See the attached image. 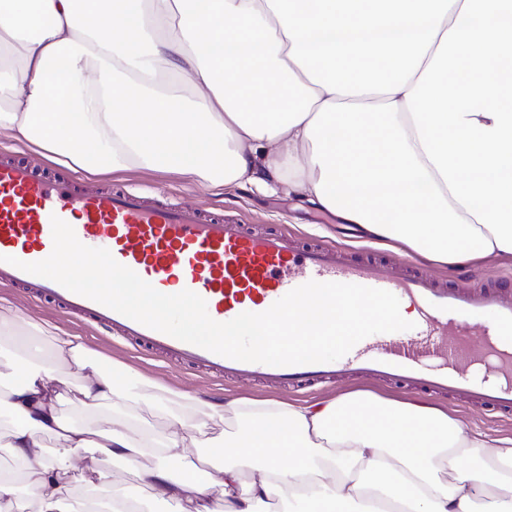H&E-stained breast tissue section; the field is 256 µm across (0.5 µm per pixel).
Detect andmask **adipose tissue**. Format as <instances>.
<instances>
[{"mask_svg": "<svg viewBox=\"0 0 512 512\" xmlns=\"http://www.w3.org/2000/svg\"><path fill=\"white\" fill-rule=\"evenodd\" d=\"M508 31L512 0H0V45L21 58L0 65V134L92 174L278 184L439 263L512 256ZM55 355L80 373L84 403L109 411L92 427L63 421L58 378L15 365L0 408L18 470L0 474V512H15L19 480L39 512H90L112 488L104 461L143 456L156 462L142 480L177 512H215L217 493L224 512L271 500L277 512H512V438L487 440L422 400H228L241 428L209 469L176 476L167 450L198 445L183 421L116 428L124 374L75 336ZM45 435L60 448L46 452ZM86 448L100 463L78 495Z\"/></svg>", "mask_w": 512, "mask_h": 512, "instance_id": "1", "label": "adipose tissue"}]
</instances>
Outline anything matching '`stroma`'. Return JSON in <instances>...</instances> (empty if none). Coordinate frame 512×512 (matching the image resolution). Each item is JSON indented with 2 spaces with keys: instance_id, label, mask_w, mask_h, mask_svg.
Segmentation results:
<instances>
[{
  "instance_id": "1",
  "label": "stroma",
  "mask_w": 512,
  "mask_h": 512,
  "mask_svg": "<svg viewBox=\"0 0 512 512\" xmlns=\"http://www.w3.org/2000/svg\"><path fill=\"white\" fill-rule=\"evenodd\" d=\"M97 181L102 185L116 183L153 191L160 199L219 212L244 224H277L298 235L318 233L333 243L354 248L379 244L369 237L358 238L350 225L340 223L336 216L310 206L284 190L265 193L252 185L242 184L218 194L202 181H189L169 173L141 169L101 174ZM379 245L396 259L409 254L408 249L395 242L386 241ZM418 264L423 274L446 279L449 284L462 288L498 287L503 276H512V256L464 269L423 258ZM0 316L17 323L14 333L0 334V375L10 374L13 365L22 360H46L57 375L70 376V366L54 359L55 338L59 335L80 337L103 370L114 368L126 374L128 384L135 392L128 408L137 424L146 428L164 429L171 416L178 415L186 425L200 427L202 439L218 441L240 427V419L233 416L221 414L211 418L201 410L185 407L181 399L185 392L203 402L221 403L237 398L284 402L297 399L296 394L278 392L247 381L219 384L183 372L145 357L122 341L110 338L100 328L67 317L13 287L0 286ZM441 405L487 437L512 436V418H494L477 404L462 399L447 398Z\"/></svg>"
}]
</instances>
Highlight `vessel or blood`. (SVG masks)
Wrapping results in <instances>:
<instances>
[{
    "label": "vessel or blood",
    "mask_w": 512,
    "mask_h": 512,
    "mask_svg": "<svg viewBox=\"0 0 512 512\" xmlns=\"http://www.w3.org/2000/svg\"><path fill=\"white\" fill-rule=\"evenodd\" d=\"M86 246L114 259L164 294L188 289L227 322L260 313L308 281L387 290L415 311L414 329L371 335L334 362L271 366L232 360L146 327L53 280L7 264L32 263L53 249L52 217ZM0 281L115 335L139 351L210 379H251L305 391L362 374L431 396L472 397L512 414V294L464 290L427 277L407 260L356 255L271 225L257 230L197 207L155 201L121 186L90 187L0 151ZM491 372L488 380L480 371Z\"/></svg>",
    "instance_id": "obj_1"
}]
</instances>
